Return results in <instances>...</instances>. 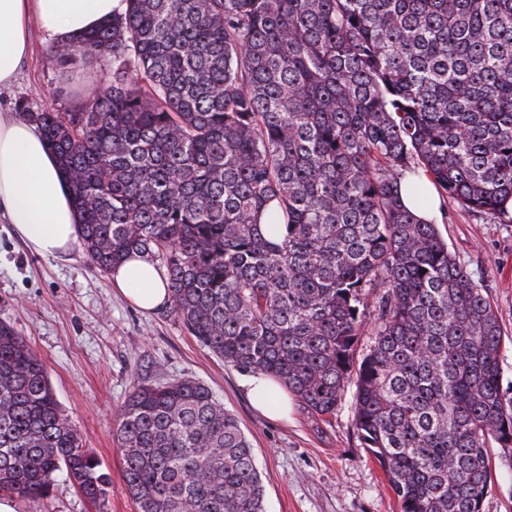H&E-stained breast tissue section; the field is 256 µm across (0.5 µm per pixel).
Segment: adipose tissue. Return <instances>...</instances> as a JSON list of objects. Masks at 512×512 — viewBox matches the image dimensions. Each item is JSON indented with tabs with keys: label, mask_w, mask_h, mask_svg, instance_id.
I'll return each mask as SVG.
<instances>
[{
	"label": "adipose tissue",
	"mask_w": 512,
	"mask_h": 512,
	"mask_svg": "<svg viewBox=\"0 0 512 512\" xmlns=\"http://www.w3.org/2000/svg\"><path fill=\"white\" fill-rule=\"evenodd\" d=\"M120 0H0V85L22 72L30 32L54 42L78 36L111 18ZM0 221L11 224L28 248L42 257L67 256L79 239L80 217L56 157L35 126L0 115ZM109 277L129 302L144 311L168 301L167 281L145 257L135 256Z\"/></svg>",
	"instance_id": "obj_1"
}]
</instances>
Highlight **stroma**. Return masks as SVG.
<instances>
[{"label": "stroma", "instance_id": "1", "mask_svg": "<svg viewBox=\"0 0 512 512\" xmlns=\"http://www.w3.org/2000/svg\"><path fill=\"white\" fill-rule=\"evenodd\" d=\"M50 47L43 32H33L19 79L0 87L1 112L51 105L58 72ZM447 210L438 229L488 290L505 330L502 388L512 393V223H495L454 203ZM0 321L42 359L59 402L112 479L103 509L61 472L47 496L15 497L16 512H137L113 437L115 419L134 382L180 378L209 386L239 419L257 459L266 512H398L380 467L360 445L351 398L326 423L294 402L286 417L263 415L248 398V373L224 365L168 308L147 313L118 295L81 246L60 259L44 258L0 223ZM491 454L493 484L483 512H512V467L502 462L501 448Z\"/></svg>", "mask_w": 512, "mask_h": 512}]
</instances>
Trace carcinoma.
<instances>
[{
  "mask_svg": "<svg viewBox=\"0 0 512 512\" xmlns=\"http://www.w3.org/2000/svg\"><path fill=\"white\" fill-rule=\"evenodd\" d=\"M111 82L22 117L56 155L103 273L133 253L224 364L353 425L399 512H481L512 449L505 336L425 206L512 222V0H120L51 49ZM372 299L374 337L356 351ZM138 512H265L253 449L204 384H133L116 418ZM93 504L110 478L44 363L0 322V492L54 475ZM416 179L420 180V182L428 189L429 196H430L429 205H427V207L423 211L417 210L414 198L410 194L405 192L404 188H402L401 196H402L403 204L406 207H408L409 209L415 211L420 217H422L424 219H433V220L439 219L441 216L440 210H439L440 200H439L432 184L430 183V181L427 179V177L423 173H420L416 177Z\"/></svg>",
  "mask_w": 512,
  "mask_h": 512,
  "instance_id": "carcinoma-1",
  "label": "carcinoma"
}]
</instances>
